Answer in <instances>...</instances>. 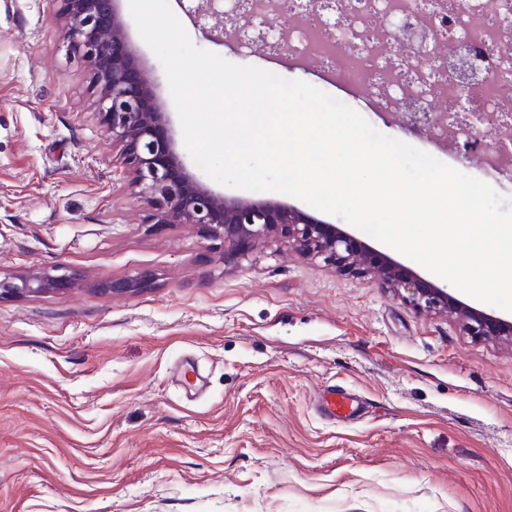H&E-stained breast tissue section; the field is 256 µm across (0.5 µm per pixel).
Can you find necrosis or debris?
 Segmentation results:
<instances>
[{
    "instance_id": "obj_1",
    "label": "necrosis or debris",
    "mask_w": 512,
    "mask_h": 512,
    "mask_svg": "<svg viewBox=\"0 0 512 512\" xmlns=\"http://www.w3.org/2000/svg\"><path fill=\"white\" fill-rule=\"evenodd\" d=\"M288 54L325 63L337 82L357 91L382 114L400 115L405 100L441 120L421 127L435 147L467 146L486 167L512 180V156L486 151L477 139L472 114L483 128L512 144V0H288ZM426 24L433 65L416 66L394 44L391 19ZM477 58L470 104H460L458 85L442 59L460 46Z\"/></svg>"
}]
</instances>
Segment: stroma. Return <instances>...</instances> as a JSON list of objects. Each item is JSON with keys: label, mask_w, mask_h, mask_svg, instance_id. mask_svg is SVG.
Masks as SVG:
<instances>
[{"label": "stroma", "mask_w": 512, "mask_h": 512, "mask_svg": "<svg viewBox=\"0 0 512 512\" xmlns=\"http://www.w3.org/2000/svg\"><path fill=\"white\" fill-rule=\"evenodd\" d=\"M169 5L196 47L356 107L321 64L210 40L191 0ZM57 10L0 0V278L80 276L0 299V512H512V343L277 242L228 266L200 227L148 223ZM334 384L357 420L320 415Z\"/></svg>", "instance_id": "obj_1"}]
</instances>
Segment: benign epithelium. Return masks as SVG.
Segmentation results:
<instances>
[{"instance_id":"7a95c632","label":"benign epithelium","mask_w":512,"mask_h":512,"mask_svg":"<svg viewBox=\"0 0 512 512\" xmlns=\"http://www.w3.org/2000/svg\"><path fill=\"white\" fill-rule=\"evenodd\" d=\"M67 51L91 75L95 108L112 136L120 164L137 197L150 207L153 224H196L224 244V264H237L265 242L281 240L298 253L323 258L340 271L376 280L415 310L453 311L472 336L512 341V324L474 310L413 273L389 255L354 235L316 219L300 209L273 200L230 197L212 190L190 171L177 149L169 115L141 74L130 44L118 0H56ZM394 37L409 45L426 38L424 30L398 26ZM450 66L460 83L476 73L468 53L453 56ZM150 278L109 283L103 293L134 290ZM76 278L38 272L0 279V299L72 288Z\"/></svg>"}]
</instances>
